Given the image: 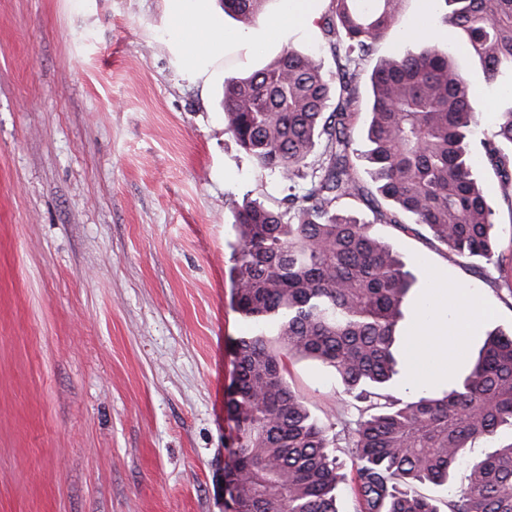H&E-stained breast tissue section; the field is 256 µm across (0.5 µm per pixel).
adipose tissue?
<instances>
[{
  "label": "adipose tissue",
  "mask_w": 512,
  "mask_h": 512,
  "mask_svg": "<svg viewBox=\"0 0 512 512\" xmlns=\"http://www.w3.org/2000/svg\"><path fill=\"white\" fill-rule=\"evenodd\" d=\"M330 0H275L255 24H233L222 0H161L154 27L171 69L182 83L208 92L224 77V62L237 56L257 63L300 39L312 40ZM483 311L467 288L452 293L432 288L414 311L415 333L406 342L410 370L406 386L419 390L447 378L465 352Z\"/></svg>",
  "instance_id": "adipose-tissue-1"
}]
</instances>
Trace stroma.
I'll list each match as a JSON object with an SVG mask.
<instances>
[{"label": "stroma", "instance_id": "stroma-1", "mask_svg": "<svg viewBox=\"0 0 512 512\" xmlns=\"http://www.w3.org/2000/svg\"><path fill=\"white\" fill-rule=\"evenodd\" d=\"M419 0L360 61L419 51ZM436 43L481 94L490 131L512 81L487 84L442 22ZM158 0H0V512H224L235 438L225 400L251 325L230 278L236 206L280 184L217 128L219 88L182 84L153 31ZM223 167L215 180L214 167ZM498 252L512 268V204L484 163ZM371 234L416 279L469 288L487 314L469 338L512 329L503 267L388 224ZM286 378L321 423L334 372L292 359Z\"/></svg>", "mask_w": 512, "mask_h": 512}]
</instances>
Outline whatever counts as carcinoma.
Returning <instances> with one entry per match:
<instances>
[{"label": "carcinoma", "instance_id": "1", "mask_svg": "<svg viewBox=\"0 0 512 512\" xmlns=\"http://www.w3.org/2000/svg\"><path fill=\"white\" fill-rule=\"evenodd\" d=\"M267 2L224 0V12L252 25ZM402 2L330 0L324 34L336 56L332 79L315 56L289 49L224 80L225 132L288 184L276 205L246 203L234 212V302L255 331L236 342L227 394L236 429L224 465L228 512H338L346 476L332 449L341 435L359 512H512V442L470 462L466 483L444 503L415 490L448 483L470 441L512 427V332L488 333L446 390L414 398L387 392L404 355L397 327L414 277L370 226L425 231L464 261L503 263L489 196L473 172L479 105L435 44L373 70L363 154L370 187L351 161L357 62L397 23ZM444 2L445 23L460 32L485 81L512 77V0ZM480 143L512 199V97ZM348 199L371 200L373 218L342 213ZM295 357L336 372L356 402L354 425L339 434L312 416L286 380Z\"/></svg>", "mask_w": 512, "mask_h": 512}]
</instances>
